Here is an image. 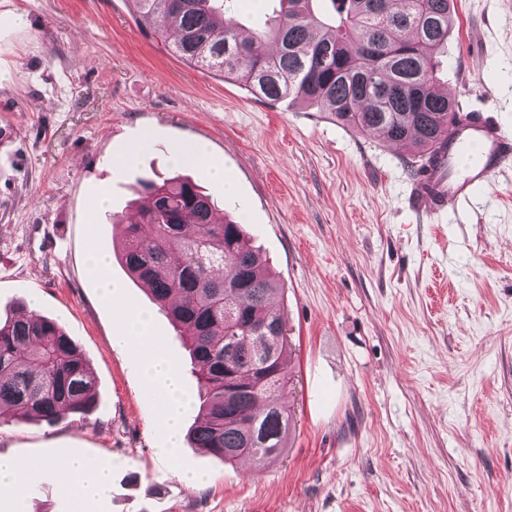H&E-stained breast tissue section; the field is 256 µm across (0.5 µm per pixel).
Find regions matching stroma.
Segmentation results:
<instances>
[{
    "instance_id": "stroma-1",
    "label": "stroma",
    "mask_w": 512,
    "mask_h": 512,
    "mask_svg": "<svg viewBox=\"0 0 512 512\" xmlns=\"http://www.w3.org/2000/svg\"><path fill=\"white\" fill-rule=\"evenodd\" d=\"M454 9L438 78L512 129V0ZM178 143L223 166L232 194L206 191L283 285L292 432L261 468L161 455L141 358L112 345L120 309H139L196 392L181 336L114 259L110 221L133 214L139 178L194 176ZM413 175L406 147L186 64L129 0H0V316L59 319L98 391L87 415L0 426L1 455L41 465L31 512H512V167L439 223L410 207ZM93 252L111 255L106 273ZM75 457L108 467L98 500L60 493ZM186 469L206 483L189 489Z\"/></svg>"
}]
</instances>
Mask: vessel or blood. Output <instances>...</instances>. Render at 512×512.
<instances>
[{"mask_svg":"<svg viewBox=\"0 0 512 512\" xmlns=\"http://www.w3.org/2000/svg\"><path fill=\"white\" fill-rule=\"evenodd\" d=\"M512 162V131L484 115L451 127L424 160L409 189L414 211L442 218L472 208L494 178Z\"/></svg>","mask_w":512,"mask_h":512,"instance_id":"vessel-or-blood-1","label":"vessel or blood"}]
</instances>
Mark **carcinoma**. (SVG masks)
I'll return each instance as SVG.
<instances>
[{
    "instance_id": "cac0c4a2",
    "label": "carcinoma",
    "mask_w": 512,
    "mask_h": 512,
    "mask_svg": "<svg viewBox=\"0 0 512 512\" xmlns=\"http://www.w3.org/2000/svg\"><path fill=\"white\" fill-rule=\"evenodd\" d=\"M182 60L233 79L255 97L317 106L338 124L425 158L470 121L439 87L435 49L448 41L453 0H275L264 26L227 15V0H130ZM140 221L124 225L121 261L191 342L201 400L188 435L226 463L264 466L284 447L289 351L281 289L243 226L219 215L189 178L138 181ZM97 389L86 358L55 318L0 322V409L54 424L84 415Z\"/></svg>"
}]
</instances>
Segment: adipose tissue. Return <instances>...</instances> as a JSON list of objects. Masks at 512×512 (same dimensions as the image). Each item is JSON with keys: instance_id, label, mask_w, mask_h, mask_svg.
<instances>
[{"instance_id": "ef3b65f1", "label": "adipose tissue", "mask_w": 512, "mask_h": 512, "mask_svg": "<svg viewBox=\"0 0 512 512\" xmlns=\"http://www.w3.org/2000/svg\"><path fill=\"white\" fill-rule=\"evenodd\" d=\"M112 341L115 346L142 356L147 381L160 406V424L167 436L165 453L177 456L180 416L189 405L190 397L180 385L176 365L154 348L153 339L148 334V320L138 311L125 310L124 322ZM37 470L35 464L0 456V496L10 498L12 512H29L26 488ZM107 478V468L97 461H72L64 467L60 490L66 495L76 493L90 499L97 495Z\"/></svg>"}]
</instances>
